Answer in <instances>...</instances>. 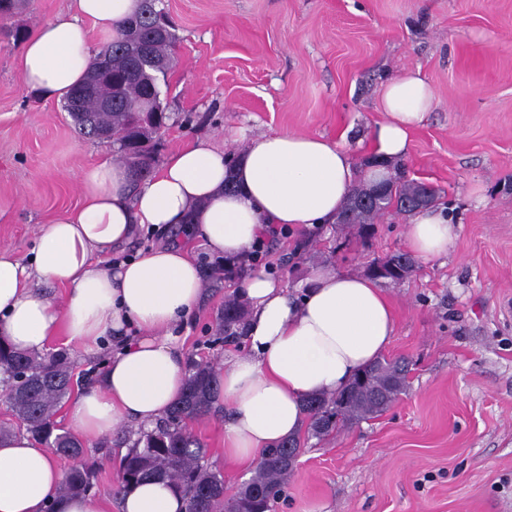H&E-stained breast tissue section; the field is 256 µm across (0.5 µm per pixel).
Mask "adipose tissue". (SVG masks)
<instances>
[{
  "label": "adipose tissue",
  "mask_w": 512,
  "mask_h": 512,
  "mask_svg": "<svg viewBox=\"0 0 512 512\" xmlns=\"http://www.w3.org/2000/svg\"><path fill=\"white\" fill-rule=\"evenodd\" d=\"M140 0H70L68 11L38 25L18 58L35 96L62 101L87 75L97 55L94 33L119 36ZM434 91L419 72L383 86V114L368 154L379 168L357 165L340 142L321 135L256 133L234 163L222 149L194 141L169 153L158 169L133 183L124 166L102 161L78 177L82 205L40 234L29 263L0 249V338L28 353L44 352L57 336L85 351L115 341L99 382L84 390L68 422L85 440L111 436L120 425L152 428L180 397L185 358L174 327L201 294L205 275L182 242L137 253L113 265L102 259L130 243L140 229L185 225L218 257H245L267 226L289 231L335 223L358 181H379L389 163L405 159L410 134L431 111ZM456 227L428 208L411 215L407 248L431 260L447 253ZM46 282L66 291L63 305L38 290ZM249 314L242 352L228 351L219 379L224 407V461L248 468L306 425L305 399L343 389L389 347L395 334L392 302L364 275L312 270L300 293L262 271L242 283ZM62 474L45 444L25 433L0 436V512H100L92 500L58 497ZM168 483L128 489L120 512H181Z\"/></svg>",
  "instance_id": "adipose-tissue-1"
}]
</instances>
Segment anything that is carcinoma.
I'll return each mask as SVG.
<instances>
[{"mask_svg": "<svg viewBox=\"0 0 512 512\" xmlns=\"http://www.w3.org/2000/svg\"><path fill=\"white\" fill-rule=\"evenodd\" d=\"M176 36L168 23L162 0H142L140 13L129 21L121 36L106 41L91 69L107 70L112 84L99 77L79 88L84 93L79 113L70 112V99L63 110L79 133L112 143L115 156L133 174L143 179L156 165L152 138L163 133L164 113L158 98L159 76L175 63ZM393 188L389 210L372 203L351 211L365 185L353 187L342 214L345 223L337 225L342 237L353 233L369 237L377 221L388 214L411 212L416 185L390 171L383 178ZM318 233L303 231L296 240L293 255L310 258L317 247ZM396 272L391 283L410 276L415 262L405 253L391 254ZM246 303L238 296L224 299L220 332L226 341L237 336ZM407 388V364L400 359L383 358L354 377L341 391L312 398L305 403L308 414L307 437L319 441L345 428L368 420L386 410ZM0 403L15 421V432H26L46 441L60 456L76 463L64 474L58 488L61 496L91 495L96 485V462L83 455V444L62 430L55 416L73 390V369L67 356L27 354L0 341ZM218 391L217 363L192 364L181 399L150 431H127L128 452L121 457L115 479V494L149 480L168 481L182 495L184 512H274L285 498L293 461L288 449L301 446L300 439H288L269 449L259 460L251 478L237 494L224 498V473L206 460V449L189 431V422L215 410Z\"/></svg>", "mask_w": 512, "mask_h": 512, "instance_id": "cac0c4a2", "label": "carcinoma"}]
</instances>
